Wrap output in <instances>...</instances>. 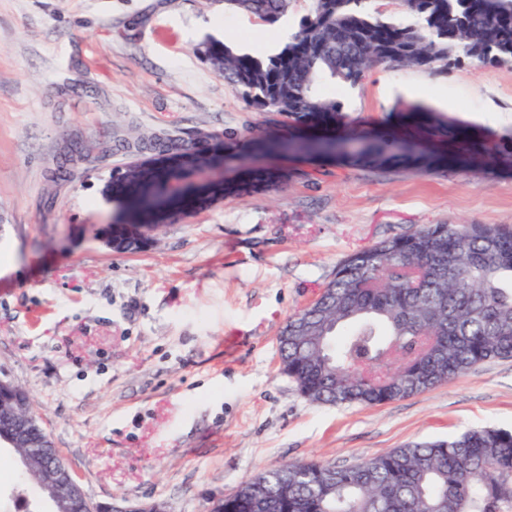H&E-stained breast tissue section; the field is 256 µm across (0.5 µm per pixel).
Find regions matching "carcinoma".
<instances>
[{"instance_id": "cac0c4a2", "label": "carcinoma", "mask_w": 512, "mask_h": 512, "mask_svg": "<svg viewBox=\"0 0 512 512\" xmlns=\"http://www.w3.org/2000/svg\"><path fill=\"white\" fill-rule=\"evenodd\" d=\"M224 7L273 24L289 0H222ZM372 0H312L297 31L264 57L209 39L203 54L249 107L273 112L293 132L301 155L322 145L324 156L363 169L434 171L447 156L416 150L403 133L414 126L454 148L455 160L479 155L494 163L500 143L422 105L391 112L382 130L312 139L342 120L328 83L356 86L375 66L443 73L448 63L512 61V0H401L408 24L381 17ZM267 154L277 137L182 139L114 136L100 153L157 155L151 166L128 169L107 200L117 204L115 250L139 251L142 241L122 220L173 184L189 182L196 155ZM281 369L308 400L377 406L447 382L495 359H512V225L426 224L413 232L356 249L336 266L319 297L288 318L278 337ZM0 399V435L14 430ZM14 452L28 460L38 488L65 476L80 486L37 418ZM261 486L266 512H512V430L482 428L448 440L410 442L355 465L292 462L259 472L237 491L247 502Z\"/></svg>"}]
</instances>
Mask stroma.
I'll list each match as a JSON object with an SVG mask.
<instances>
[{
    "label": "stroma",
    "instance_id": "obj_1",
    "mask_svg": "<svg viewBox=\"0 0 512 512\" xmlns=\"http://www.w3.org/2000/svg\"><path fill=\"white\" fill-rule=\"evenodd\" d=\"M274 28L222 0H0V372L34 410L87 498L209 512L263 469L354 464L411 441L512 429V359L379 406L332 407L282 373L278 336L351 251L423 224H511L512 168L372 172L280 153L226 162L225 182L270 168L280 190L192 210L154 245L102 241L113 134H261L201 53ZM347 121L379 128L424 104L481 137L512 139V62L431 74L377 67L331 90ZM34 496L0 450V512Z\"/></svg>",
    "mask_w": 512,
    "mask_h": 512
}]
</instances>
